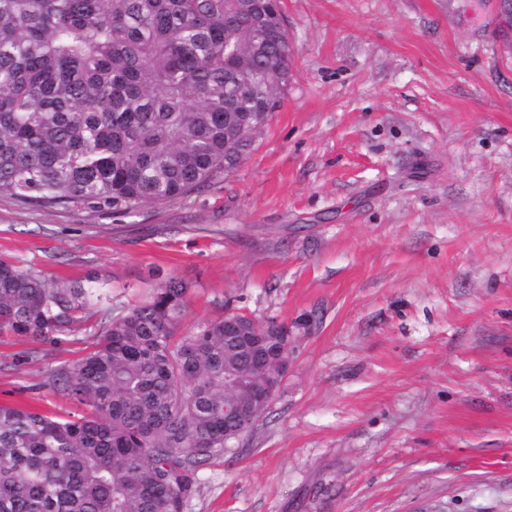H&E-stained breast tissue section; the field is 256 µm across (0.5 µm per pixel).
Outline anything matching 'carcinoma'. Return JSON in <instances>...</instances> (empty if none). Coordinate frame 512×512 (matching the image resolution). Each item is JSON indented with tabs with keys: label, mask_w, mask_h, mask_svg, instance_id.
<instances>
[{
	"label": "carcinoma",
	"mask_w": 512,
	"mask_h": 512,
	"mask_svg": "<svg viewBox=\"0 0 512 512\" xmlns=\"http://www.w3.org/2000/svg\"><path fill=\"white\" fill-rule=\"evenodd\" d=\"M0 0V195L52 208L133 213L224 174L226 135L272 119L290 70L262 76L288 37L257 36L279 0ZM260 73L240 89L241 64ZM189 286L171 276L141 303L112 304L98 278L48 279L0 259V334L63 340L86 315L98 332L50 374L84 407L50 415L0 404V512H185L201 469L231 450L224 406L266 379L224 318L182 332ZM274 361L283 333L263 336Z\"/></svg>",
	"instance_id": "obj_1"
}]
</instances>
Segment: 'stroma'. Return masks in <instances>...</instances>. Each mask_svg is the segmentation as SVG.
<instances>
[{"label": "stroma", "mask_w": 512, "mask_h": 512, "mask_svg": "<svg viewBox=\"0 0 512 512\" xmlns=\"http://www.w3.org/2000/svg\"><path fill=\"white\" fill-rule=\"evenodd\" d=\"M293 78L231 174L160 205L0 197V258L185 331H288V374L186 512H512V31L499 0H281ZM74 340L0 335V404L66 415Z\"/></svg>", "instance_id": "stroma-1"}]
</instances>
